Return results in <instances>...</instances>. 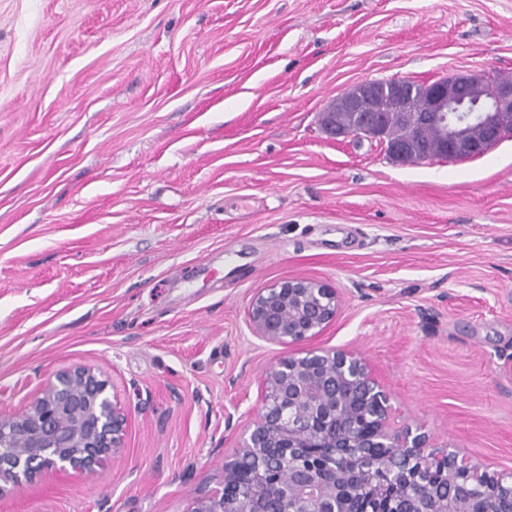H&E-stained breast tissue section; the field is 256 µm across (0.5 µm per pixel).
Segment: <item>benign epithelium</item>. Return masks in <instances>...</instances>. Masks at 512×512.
Instances as JSON below:
<instances>
[{"mask_svg":"<svg viewBox=\"0 0 512 512\" xmlns=\"http://www.w3.org/2000/svg\"><path fill=\"white\" fill-rule=\"evenodd\" d=\"M378 83L363 80L340 99L365 118L360 137L376 141ZM440 131L441 148L459 160L487 153L512 125V85L483 73L427 83L416 113ZM334 139V106L321 112ZM335 289L287 278L257 289L247 326L272 344L316 336L336 318ZM390 399L367 362L344 350H308L275 361L261 407L224 460L222 489L193 499L185 512H512V476L489 470L462 448H436L420 428L391 429ZM128 413L109 380L75 366L57 372L21 413L0 412V498L47 473L94 475L125 448Z\"/></svg>","mask_w":512,"mask_h":512,"instance_id":"7a95c632","label":"benign epithelium"}]
</instances>
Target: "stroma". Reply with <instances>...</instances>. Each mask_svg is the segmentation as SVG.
Returning a JSON list of instances; mask_svg holds the SVG:
<instances>
[{
    "label": "stroma",
    "instance_id": "1",
    "mask_svg": "<svg viewBox=\"0 0 512 512\" xmlns=\"http://www.w3.org/2000/svg\"><path fill=\"white\" fill-rule=\"evenodd\" d=\"M512 77V0H0V411L89 366L129 414L98 474L0 512H185L288 354L246 323L336 289L393 427L512 471V135L401 164L328 139L365 79Z\"/></svg>",
    "mask_w": 512,
    "mask_h": 512
}]
</instances>
